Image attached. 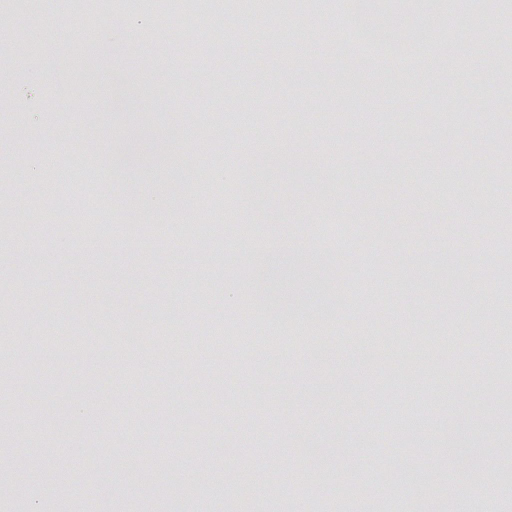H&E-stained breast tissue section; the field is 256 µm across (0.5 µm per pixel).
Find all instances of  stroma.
<instances>
[{"label":"stroma","instance_id":"obj_1","mask_svg":"<svg viewBox=\"0 0 512 512\" xmlns=\"http://www.w3.org/2000/svg\"><path fill=\"white\" fill-rule=\"evenodd\" d=\"M338 7L290 0L301 53L287 76L285 45L260 14L0 0V512L83 501L92 512H357L366 487L414 512L416 495L376 477L387 455L415 459L434 512L459 483L512 512V377L499 340L512 227L487 232L512 211V183L499 180L512 166V74L496 67L512 0L456 13L450 34L472 65L453 87L435 63L445 40L419 44L406 72L423 87L415 99L397 94L387 61L349 72L330 48ZM217 24L229 38L203 57ZM447 94L467 115L449 138L428 119ZM240 112L249 125L231 122ZM81 143L112 156L106 192L128 221L105 236L78 231L91 218ZM190 164L207 189L191 208ZM193 225L212 233L200 240ZM224 277L239 290L225 295ZM257 277L305 343L240 317ZM217 328L246 352L174 369L157 345L161 333L189 345ZM372 336L384 343L376 367L361 361ZM425 336L452 337L460 370L439 389L448 354L437 347L416 383L397 387L396 348ZM261 348L259 368L249 353ZM418 405L421 428L393 427ZM451 428L488 455L480 477L449 464ZM304 439L359 447L360 460L321 470ZM228 443L238 457H221ZM193 480L216 493L190 498Z\"/></svg>","mask_w":512,"mask_h":512}]
</instances>
